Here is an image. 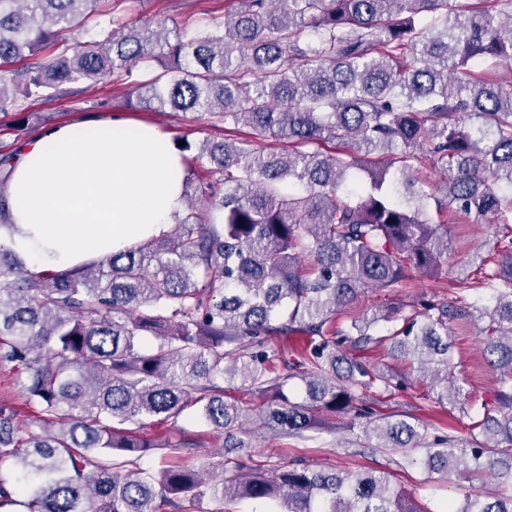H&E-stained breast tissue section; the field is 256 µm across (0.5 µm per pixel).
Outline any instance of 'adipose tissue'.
Listing matches in <instances>:
<instances>
[{
  "label": "adipose tissue",
  "mask_w": 512,
  "mask_h": 512,
  "mask_svg": "<svg viewBox=\"0 0 512 512\" xmlns=\"http://www.w3.org/2000/svg\"><path fill=\"white\" fill-rule=\"evenodd\" d=\"M184 174L158 125L120 116L56 125L15 162L5 243L34 272L98 261L175 224Z\"/></svg>",
  "instance_id": "1"
}]
</instances>
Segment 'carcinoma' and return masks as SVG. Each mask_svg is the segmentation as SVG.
<instances>
[{
    "mask_svg": "<svg viewBox=\"0 0 512 512\" xmlns=\"http://www.w3.org/2000/svg\"><path fill=\"white\" fill-rule=\"evenodd\" d=\"M102 2L0 0L1 113L116 76L150 112L170 107L252 136L199 148L187 208L159 237L61 272H32L0 243V363L19 369L34 413L26 423L0 405V467L10 463L0 512H200L206 499L426 512L369 469L186 465L207 439L178 426L192 407L244 447L233 434L241 409L220 384L237 376L271 393L262 416L272 431L305 439L338 414L363 418L366 437L408 465L497 486L443 512H512V87L483 69L512 61V0H493L505 21L467 0H233L224 23L191 36L114 17L100 40L69 44L106 14ZM424 159L442 175L433 191L414 174ZM11 160L0 157L3 228ZM472 213L503 222L457 294L336 325L365 290L439 266L449 244L434 217ZM486 281L495 300L479 309L469 291ZM474 316L488 320L502 387L480 405L467 447L450 434L421 456L417 424L363 406L361 395L391 391L399 375L343 345L391 340L452 402L461 386L449 326ZM290 336L305 344L279 371L268 345ZM164 424L162 439L144 433ZM156 448L167 457L158 475L132 468Z\"/></svg>",
    "mask_w": 512,
    "mask_h": 512,
    "instance_id": "1",
    "label": "carcinoma"
}]
</instances>
